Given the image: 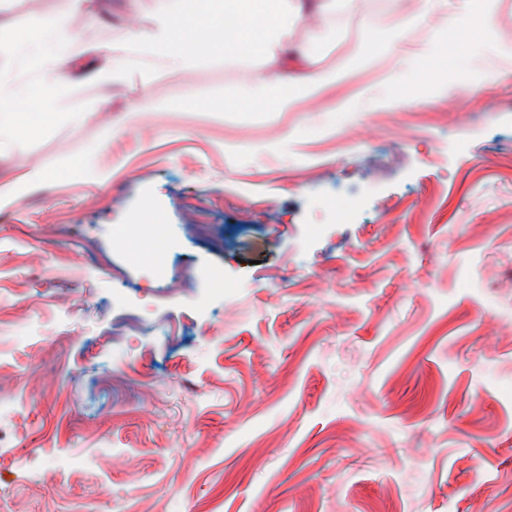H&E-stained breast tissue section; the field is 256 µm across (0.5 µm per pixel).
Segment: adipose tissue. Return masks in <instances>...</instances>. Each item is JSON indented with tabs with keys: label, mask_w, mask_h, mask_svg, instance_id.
Masks as SVG:
<instances>
[{
	"label": "adipose tissue",
	"mask_w": 512,
	"mask_h": 512,
	"mask_svg": "<svg viewBox=\"0 0 512 512\" xmlns=\"http://www.w3.org/2000/svg\"><path fill=\"white\" fill-rule=\"evenodd\" d=\"M155 27L147 44L148 53L172 68L188 71L208 56H233L253 33H263L257 53L272 72L288 62L301 60L297 46L288 41V27L300 17L327 21L343 0H224V15L200 20L187 27L177 22L189 12L190 0H154ZM346 71L327 69L309 74L293 84L277 80L257 81L244 86L243 99L264 104L274 102L276 111H294L301 100L318 98L345 80ZM34 97L19 95L0 100V140H12L38 128L30 112Z\"/></svg>",
	"instance_id": "1"
}]
</instances>
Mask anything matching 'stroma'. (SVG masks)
Instances as JSON below:
<instances>
[{"label":"stroma","instance_id":"stroma-1","mask_svg":"<svg viewBox=\"0 0 512 512\" xmlns=\"http://www.w3.org/2000/svg\"><path fill=\"white\" fill-rule=\"evenodd\" d=\"M369 3L297 21L351 74L276 112L224 106L253 48L151 57L154 0H0V97L49 88L40 54L74 72L0 148V184L45 176L0 208V512H512V0ZM143 97L167 111L128 122Z\"/></svg>","mask_w":512,"mask_h":512}]
</instances>
